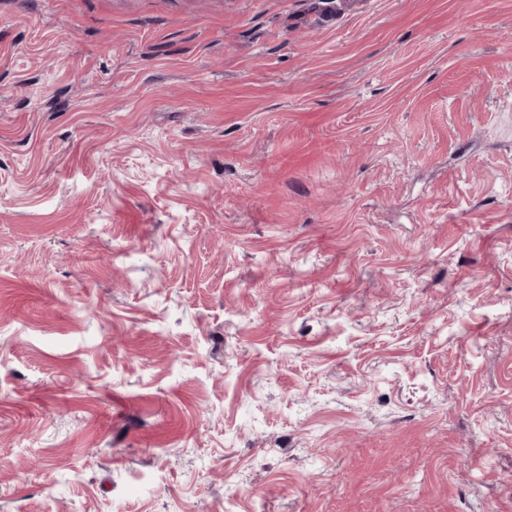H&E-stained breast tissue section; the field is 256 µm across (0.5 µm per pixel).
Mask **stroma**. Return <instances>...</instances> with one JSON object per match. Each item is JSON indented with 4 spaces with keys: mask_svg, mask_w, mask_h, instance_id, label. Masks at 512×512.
<instances>
[{
    "mask_svg": "<svg viewBox=\"0 0 512 512\" xmlns=\"http://www.w3.org/2000/svg\"><path fill=\"white\" fill-rule=\"evenodd\" d=\"M0 512H512V0H0Z\"/></svg>",
    "mask_w": 512,
    "mask_h": 512,
    "instance_id": "stroma-1",
    "label": "stroma"
}]
</instances>
